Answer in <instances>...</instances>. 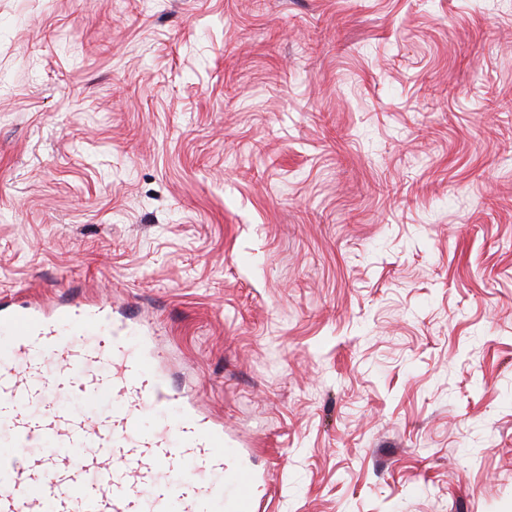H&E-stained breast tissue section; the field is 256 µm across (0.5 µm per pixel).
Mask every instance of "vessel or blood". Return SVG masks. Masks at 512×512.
<instances>
[{"mask_svg": "<svg viewBox=\"0 0 512 512\" xmlns=\"http://www.w3.org/2000/svg\"><path fill=\"white\" fill-rule=\"evenodd\" d=\"M96 337V346L75 342ZM95 404L81 414L69 400ZM164 410L161 427L142 425ZM0 426L16 447L53 453L16 459L0 452V512H259L256 474L223 423L172 393L155 339L114 321L105 304L20 302L0 309ZM236 493L225 497L212 475Z\"/></svg>", "mask_w": 512, "mask_h": 512, "instance_id": "vessel-or-blood-1", "label": "vessel or blood"}]
</instances>
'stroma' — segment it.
I'll list each match as a JSON object with an SVG mask.
<instances>
[{
    "label": "stroma",
    "instance_id": "stroma-1",
    "mask_svg": "<svg viewBox=\"0 0 512 512\" xmlns=\"http://www.w3.org/2000/svg\"><path fill=\"white\" fill-rule=\"evenodd\" d=\"M85 295L262 512H512V0H0V298Z\"/></svg>",
    "mask_w": 512,
    "mask_h": 512
}]
</instances>
